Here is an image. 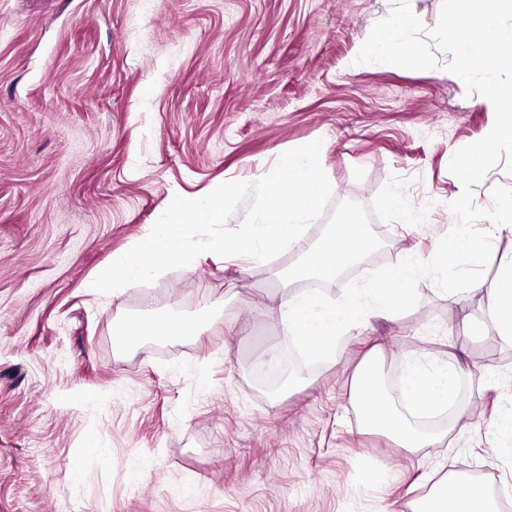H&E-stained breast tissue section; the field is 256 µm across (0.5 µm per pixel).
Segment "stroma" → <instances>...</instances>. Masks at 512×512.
I'll return each mask as SVG.
<instances>
[{
    "instance_id": "stroma-1",
    "label": "stroma",
    "mask_w": 512,
    "mask_h": 512,
    "mask_svg": "<svg viewBox=\"0 0 512 512\" xmlns=\"http://www.w3.org/2000/svg\"><path fill=\"white\" fill-rule=\"evenodd\" d=\"M390 0H0V512H413L458 473L512 491V340L484 310L512 230L493 239L483 287L440 293L388 320L369 314L329 361L273 398L255 378L287 354L263 305L301 284L281 275L318 240L261 262L199 255L155 283L93 296L89 281L148 235L174 196L257 181L279 156L321 141L332 199L370 204L406 180L424 223L372 219L381 248L327 288L413 252L431 259L462 191L454 152L484 137L492 104L424 71L356 63ZM157 308L134 353L114 324ZM212 323L167 336L200 307ZM460 378L442 445L419 452L367 432L355 373L384 381L415 362Z\"/></svg>"
}]
</instances>
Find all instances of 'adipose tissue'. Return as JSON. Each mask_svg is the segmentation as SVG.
Masks as SVG:
<instances>
[{
	"label": "adipose tissue",
	"mask_w": 512,
	"mask_h": 512,
	"mask_svg": "<svg viewBox=\"0 0 512 512\" xmlns=\"http://www.w3.org/2000/svg\"><path fill=\"white\" fill-rule=\"evenodd\" d=\"M494 288L496 298L486 309L487 326L498 335L512 339V257L503 260ZM460 374V368L453 365L436 374L412 365L406 371L404 388L415 407L430 409L451 393ZM377 392L376 373L369 366L360 367L355 396L366 428L388 435L404 448L438 446L441 435L417 431L392 402L378 398ZM422 512H492V498L477 482L446 480L435 486Z\"/></svg>",
	"instance_id": "obj_1"
}]
</instances>
